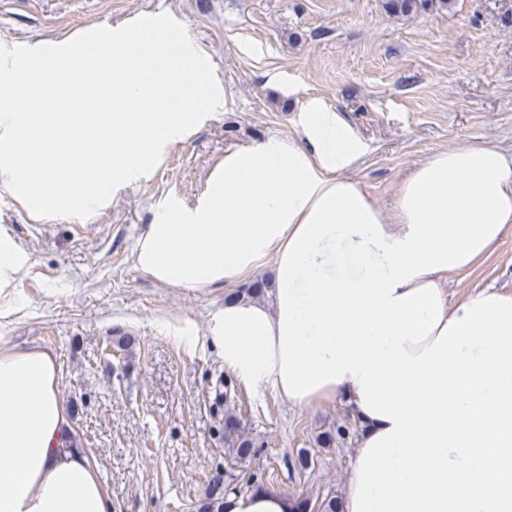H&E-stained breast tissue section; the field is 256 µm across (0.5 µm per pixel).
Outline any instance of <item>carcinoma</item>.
I'll use <instances>...</instances> for the list:
<instances>
[{"label": "carcinoma", "mask_w": 512, "mask_h": 512, "mask_svg": "<svg viewBox=\"0 0 512 512\" xmlns=\"http://www.w3.org/2000/svg\"><path fill=\"white\" fill-rule=\"evenodd\" d=\"M454 4V0H389V11L394 14L412 15L419 10L432 5L440 10H448ZM272 285L256 280L245 288L229 294L226 300H259L266 297ZM237 398L236 383L228 376L220 373L211 386L209 397V409L214 419L222 423L219 430L224 447L232 450L234 457L241 460L256 454V449L263 447L250 433L245 431L240 419L231 412V403ZM359 433V426L352 417L343 420L340 424H333L316 437L320 445H329L337 439L346 440L350 436ZM240 491L239 482L230 476L223 478L219 475L212 477L204 500L198 506V512H224V496ZM339 497L328 494L319 503H314L307 498L297 497L293 499L291 512H339Z\"/></svg>", "instance_id": "1"}]
</instances>
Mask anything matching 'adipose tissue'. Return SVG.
Listing matches in <instances>:
<instances>
[{"instance_id":"1","label":"adipose tissue","mask_w":512,"mask_h":512,"mask_svg":"<svg viewBox=\"0 0 512 512\" xmlns=\"http://www.w3.org/2000/svg\"><path fill=\"white\" fill-rule=\"evenodd\" d=\"M302 143L270 141L226 152L195 209L170 206L135 247L137 265L173 288L233 284L270 262L279 271L288 242L332 186L361 156L359 140L334 112L310 107ZM279 308L258 301L225 304L210 317L205 339L226 370L254 391L281 388ZM55 355L21 348L0 335V512H116L85 455L65 447L69 417L58 390ZM353 381L329 383L302 406L344 401L363 430L362 442L388 430L361 407ZM224 512H289L287 495L228 494Z\"/></svg>"}]
</instances>
